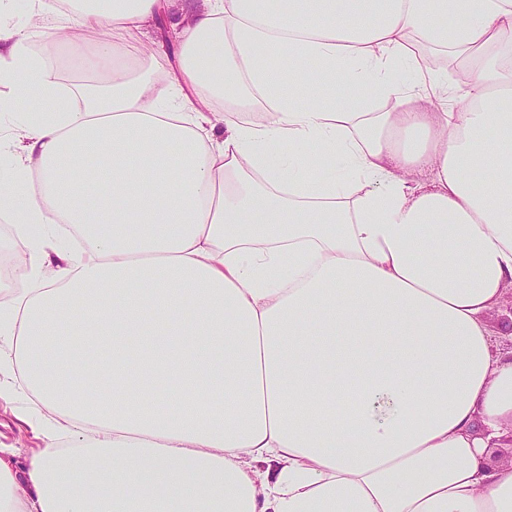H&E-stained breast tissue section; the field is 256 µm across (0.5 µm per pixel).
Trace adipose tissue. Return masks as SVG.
Returning a JSON list of instances; mask_svg holds the SVG:
<instances>
[{
    "label": "adipose tissue",
    "mask_w": 512,
    "mask_h": 512,
    "mask_svg": "<svg viewBox=\"0 0 512 512\" xmlns=\"http://www.w3.org/2000/svg\"><path fill=\"white\" fill-rule=\"evenodd\" d=\"M27 9L0 8V207L28 245L0 399L53 417L25 466L0 450V512H512L487 323L512 284V0ZM163 22L174 69L144 55ZM74 26L96 80L66 90L30 47ZM335 83L381 111L322 104ZM66 333L82 362L46 349Z\"/></svg>",
    "instance_id": "ef3b65f1"
}]
</instances>
